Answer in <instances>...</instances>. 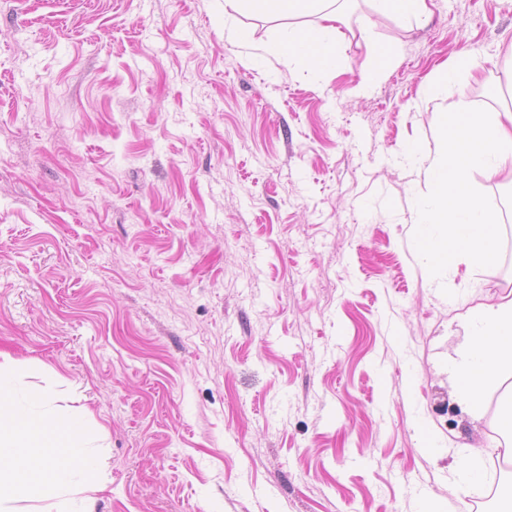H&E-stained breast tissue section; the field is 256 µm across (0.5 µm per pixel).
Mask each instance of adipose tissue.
<instances>
[{
    "mask_svg": "<svg viewBox=\"0 0 512 512\" xmlns=\"http://www.w3.org/2000/svg\"><path fill=\"white\" fill-rule=\"evenodd\" d=\"M346 0H224L225 15L249 13L283 20L282 37L271 44H254L250 33L236 25L224 35L242 57L283 56L296 65L329 77L339 68L338 48L345 34ZM373 13L410 27L426 26L434 0H369ZM451 396L473 420L485 414L487 396L512 377V298L478 305L464 319L462 342L448 356Z\"/></svg>",
    "mask_w": 512,
    "mask_h": 512,
    "instance_id": "1",
    "label": "adipose tissue"
}]
</instances>
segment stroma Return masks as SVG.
Returning a JSON list of instances; mask_svg holds the SVG:
<instances>
[{
    "label": "stroma",
    "mask_w": 512,
    "mask_h": 512,
    "mask_svg": "<svg viewBox=\"0 0 512 512\" xmlns=\"http://www.w3.org/2000/svg\"><path fill=\"white\" fill-rule=\"evenodd\" d=\"M435 3L419 30L360 0L326 81L239 58L224 0H0V353L91 432L94 512H417L419 475L507 508L450 466L496 461L512 388L471 421L447 362L512 263L422 269L400 152L436 149L456 54L473 106L512 104V0ZM369 19L398 55L360 95ZM480 451L458 455L452 468L454 479L466 485L477 483L482 477L479 459Z\"/></svg>",
    "instance_id": "obj_1"
}]
</instances>
